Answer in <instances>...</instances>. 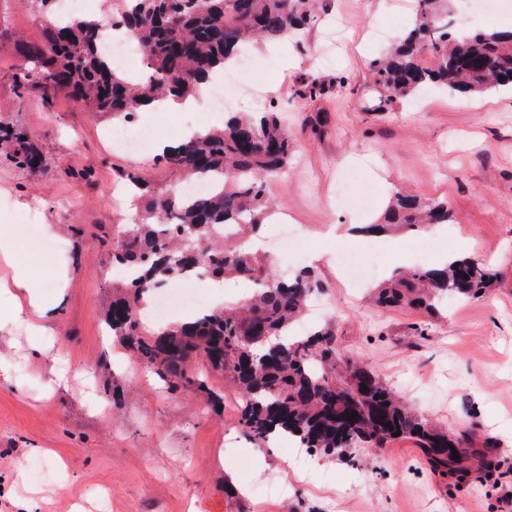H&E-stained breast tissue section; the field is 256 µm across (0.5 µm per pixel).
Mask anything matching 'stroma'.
<instances>
[{"label": "stroma", "instance_id": "obj_1", "mask_svg": "<svg viewBox=\"0 0 512 512\" xmlns=\"http://www.w3.org/2000/svg\"><path fill=\"white\" fill-rule=\"evenodd\" d=\"M402 0H329L326 12L285 49L260 46L252 62L263 88L240 91L227 110L143 112L157 141L188 123L220 125L225 111L279 108L296 144L269 193L298 230L303 254L276 266L288 276L310 266L322 289L307 315L337 348L358 359L418 415L485 449L462 481L440 475L415 442L356 448L295 468L297 444L260 443L239 425L242 398L201 361L192 371L220 398L196 387L170 391L109 336L112 299L107 240L138 223L122 177L160 181L156 143L138 153L107 145L102 121L68 97L44 102L18 93L21 58L0 45V121L42 152L36 174L15 165L0 142V234L27 262L45 295L59 297L43 335L24 324L0 329V512H499L512 487V96L494 90L461 99L436 89L377 111L369 65L384 44L414 28ZM319 78L322 95L306 86ZM405 189L447 202L451 222L426 233L446 255L470 256L494 274L481 299L448 300L432 318L380 308L374 285L419 258L415 233L399 251L363 227L381 220L391 193ZM375 258L372 284L348 287L336 255ZM67 373L68 387L57 384ZM248 488L228 491L230 477ZM281 482L283 494L266 485Z\"/></svg>", "mask_w": 512, "mask_h": 512}]
</instances>
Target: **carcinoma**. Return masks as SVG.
I'll return each mask as SVG.
<instances>
[{
	"mask_svg": "<svg viewBox=\"0 0 512 512\" xmlns=\"http://www.w3.org/2000/svg\"><path fill=\"white\" fill-rule=\"evenodd\" d=\"M21 2L41 18L44 40H14L22 59L19 87L40 92L48 102L64 94L108 125L130 121L167 94H194L224 73V59L245 51L247 43L294 33L313 19L309 0H113L112 16L147 52L149 82L139 84L97 48L100 21L80 15L61 21L56 0ZM443 2L416 0L417 26L372 63L378 111L431 84L464 96L512 90V31L451 29ZM5 135L16 142L18 164L31 173L42 169L43 157L22 134ZM293 149L278 112L231 115L224 127L160 155L176 180L157 185L126 175L125 184L140 192L142 215L109 246L112 264L129 274L112 282L109 331L172 388L191 382L187 364L202 359L245 399L240 424L256 441L293 436L303 448L340 456L407 437L434 471L469 474L479 450L408 410L372 372L344 357L331 333L289 340L321 282L309 270L276 276L268 257L245 241L275 208L267 184L283 174ZM202 176L215 178L210 192L181 195L184 184ZM451 218L446 202L397 192L383 223L366 230L446 224ZM199 272L213 280L243 278L260 288L235 307L202 311L161 330L141 320L145 298L157 288ZM493 280L481 262L462 257L439 268L394 274L377 289L376 303L432 316L442 298L478 300ZM266 336L278 339L281 348L271 351ZM352 414L356 419H349Z\"/></svg>",
	"mask_w": 512,
	"mask_h": 512,
	"instance_id": "carcinoma-1",
	"label": "carcinoma"
}]
</instances>
